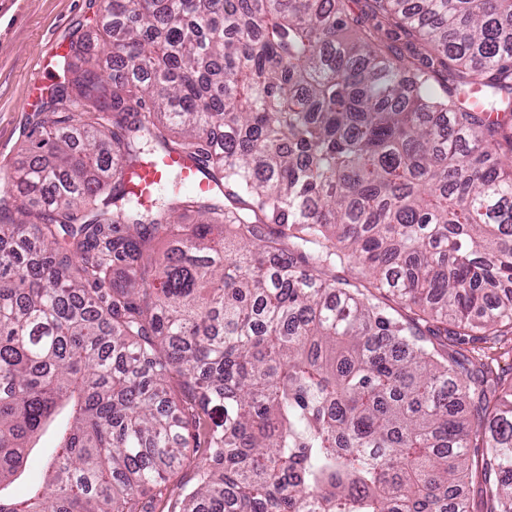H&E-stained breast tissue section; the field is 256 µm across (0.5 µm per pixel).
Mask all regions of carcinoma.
Segmentation results:
<instances>
[{
	"instance_id": "carcinoma-1",
	"label": "carcinoma",
	"mask_w": 512,
	"mask_h": 512,
	"mask_svg": "<svg viewBox=\"0 0 512 512\" xmlns=\"http://www.w3.org/2000/svg\"><path fill=\"white\" fill-rule=\"evenodd\" d=\"M345 2L110 0L70 41L0 207V512H140L184 467L167 512H471L472 448L512 512V387L444 343L512 333V0L353 36ZM171 151L215 188L146 208L122 173Z\"/></svg>"
}]
</instances>
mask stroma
<instances>
[{"label":"stroma","instance_id":"obj_1","mask_svg":"<svg viewBox=\"0 0 512 512\" xmlns=\"http://www.w3.org/2000/svg\"><path fill=\"white\" fill-rule=\"evenodd\" d=\"M103 7L104 0H0V201L9 208L21 202L10 171L24 158L31 128L50 118L41 105L48 84L57 79L60 49L100 25ZM40 70L47 84L31 89ZM448 347L468 357L485 352L495 375L512 378L511 334L489 337L481 345L461 336L449 340Z\"/></svg>","mask_w":512,"mask_h":512}]
</instances>
